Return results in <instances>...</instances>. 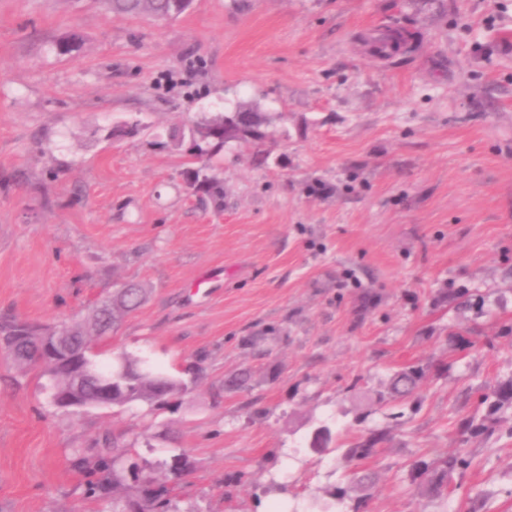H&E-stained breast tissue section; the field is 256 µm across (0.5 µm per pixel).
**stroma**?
I'll list each match as a JSON object with an SVG mask.
<instances>
[{"label": "stroma", "mask_w": 512, "mask_h": 512, "mask_svg": "<svg viewBox=\"0 0 512 512\" xmlns=\"http://www.w3.org/2000/svg\"><path fill=\"white\" fill-rule=\"evenodd\" d=\"M243 102L269 119L265 164L173 140ZM198 170L221 205H199ZM128 280L146 300L99 360L186 392L65 411L0 354V512H107L73 457L118 435L194 459L179 512H344L330 490L360 488L307 440L360 416L391 438L368 512H512L511 413L447 502L409 476L512 378V0H194L174 20L0 0V316L67 322ZM410 365L416 401L386 398Z\"/></svg>", "instance_id": "stroma-1"}]
</instances>
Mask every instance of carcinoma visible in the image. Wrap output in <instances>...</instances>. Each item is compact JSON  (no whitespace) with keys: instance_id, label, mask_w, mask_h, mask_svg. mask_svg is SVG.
<instances>
[{"instance_id":"1","label":"carcinoma","mask_w":512,"mask_h":512,"mask_svg":"<svg viewBox=\"0 0 512 512\" xmlns=\"http://www.w3.org/2000/svg\"><path fill=\"white\" fill-rule=\"evenodd\" d=\"M104 9L114 15L139 18L149 16L164 20L172 12L182 15L193 4V0H184L183 5L175 7L176 0H102ZM229 119L241 125L244 131L242 141L260 146L267 138L266 118L252 105H241L233 112L215 115L194 122L188 129L192 142L191 150L197 158L216 155L226 142L219 136V123ZM145 290L135 282L125 289L121 308L112 314V321L99 320L96 312H91L81 321L62 324V328L71 332L75 351L84 361L98 367L107 366L95 360L94 339L106 335L116 328L125 318L136 312L141 306ZM19 319L15 317L0 318V345L6 344L15 350L13 361L21 368H37L43 356L42 347L34 340H21ZM112 370L120 376L112 382V399L117 406H126L137 402L158 403L166 397L185 390V382L167 373L155 371L129 354L117 356ZM426 375L419 366L406 367L394 373L389 380V393L393 398L409 399L415 394L420 381ZM484 414L458 419L456 434L460 443L465 444L474 435H492L497 430L500 414L512 410V380L502 382L481 396ZM388 441L387 434L379 428H365L362 432L339 444L332 440L326 448H310L318 454L341 451L343 460L351 466V478L364 482L367 475L361 466L377 455L380 445ZM128 448H101L95 461L85 456H77L76 464L89 475L88 491L92 497H104L107 490H112V512H178L175 486L160 481L152 469L141 468L134 484L127 483L125 463L129 461ZM474 456L470 450L462 447L452 454L440 456L430 461L418 460L410 464L411 476L420 480L421 493L437 499L448 497V480L459 477L472 467ZM172 479L179 480L188 475L195 467L191 457L183 451H174L163 462Z\"/></svg>"}]
</instances>
